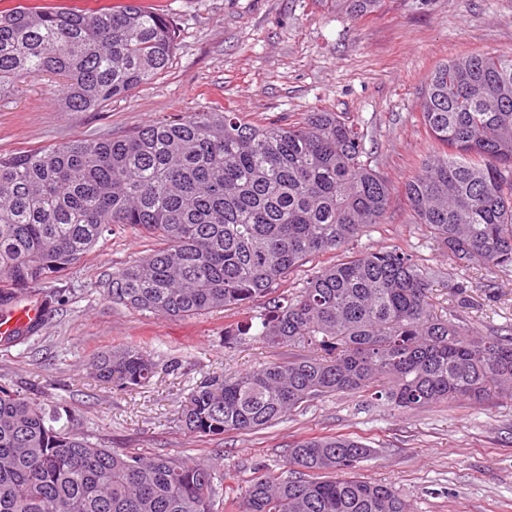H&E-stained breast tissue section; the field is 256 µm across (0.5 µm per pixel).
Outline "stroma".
<instances>
[{
    "mask_svg": "<svg viewBox=\"0 0 512 512\" xmlns=\"http://www.w3.org/2000/svg\"><path fill=\"white\" fill-rule=\"evenodd\" d=\"M174 20L179 37L169 69L93 112H64L52 101L51 76L34 75L0 98V153L75 139L117 136L187 112L228 110L290 120L341 112L365 138L372 167L398 187L430 152L420 92L439 63L466 52L512 49V0H385L350 19L334 0H135ZM399 246L435 271L431 302L449 312L458 283L470 287L462 314L471 325L512 327V268L453 263L401 193L386 220L359 237L369 252ZM129 232L100 240L83 264L52 284L56 312L28 340L0 347V385L37 393L49 408L75 414L92 443L146 456L160 453L214 468L225 500L255 477L288 468L302 438L345 434L375 450L359 474L394 487L412 512H512V402L467 401L400 412L367 393L327 395L267 429L199 437L178 422L189 389L203 376L233 377L306 355L298 345L224 346V329L251 308L190 319L156 317L104 295L107 274L156 249ZM496 286L487 296V282ZM143 346L158 364L134 391L102 384L94 354Z\"/></svg>",
    "mask_w": 512,
    "mask_h": 512,
    "instance_id": "obj_1",
    "label": "stroma"
}]
</instances>
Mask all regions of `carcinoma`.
<instances>
[{"mask_svg": "<svg viewBox=\"0 0 512 512\" xmlns=\"http://www.w3.org/2000/svg\"><path fill=\"white\" fill-rule=\"evenodd\" d=\"M384 0H336L352 18ZM177 45L168 18L134 5L95 11L0 9V96L32 74L60 82L54 101L87 112L166 72ZM436 150L403 185L418 224L448 258L512 267V51L463 54L434 68L420 97ZM363 135L336 112L290 122L236 112H188L110 138L0 153V313L45 292L107 233L132 230L163 247L113 271V303L164 318L260 306L224 329V345L253 341L312 354L196 385L180 425L200 437L270 427L326 394L379 389L393 407L466 399L512 401V331L482 332L435 313L432 273L399 247L350 251L386 219L392 186L372 168ZM335 261L281 289L312 258ZM96 376L133 391L156 364L137 345L93 358ZM31 394L0 387V512H215L212 469L89 442ZM375 450L343 434L288 449L289 475L262 476L229 512H408L386 485L363 480Z\"/></svg>", "mask_w": 512, "mask_h": 512, "instance_id": "cac0c4a2", "label": "carcinoma"}]
</instances>
